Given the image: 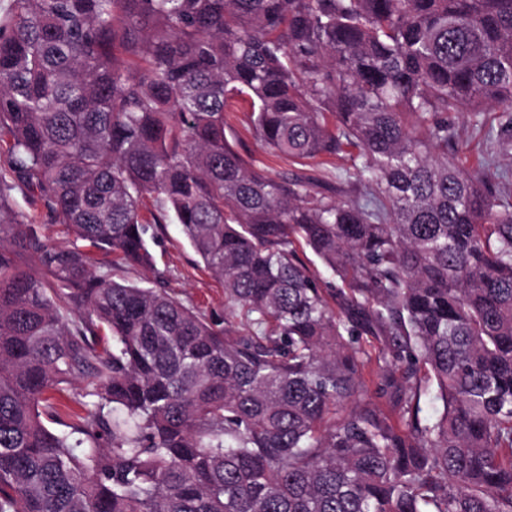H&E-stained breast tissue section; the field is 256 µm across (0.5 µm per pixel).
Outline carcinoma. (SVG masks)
<instances>
[{
  "instance_id": "cac0c4a2",
  "label": "carcinoma",
  "mask_w": 512,
  "mask_h": 512,
  "mask_svg": "<svg viewBox=\"0 0 512 512\" xmlns=\"http://www.w3.org/2000/svg\"><path fill=\"white\" fill-rule=\"evenodd\" d=\"M237 103L279 156L358 153L264 175ZM459 114L512 146V0L0 6V512H512V172L448 160ZM16 186L143 266L154 199L243 331L47 242ZM236 107L239 112H231V115L235 117L231 119L232 129H227L226 135L229 139L233 137L235 143L240 144L242 149L248 153L255 168L264 174L272 177L286 173L314 175L335 184L336 175L350 167V154L346 148L336 156L323 157L314 161L298 162L272 155L257 141L249 122V112H242L239 106L236 105ZM11 196L12 209L19 219H23L25 222H32L34 224H44L45 218L41 214L40 209L36 210L24 193L15 189L11 192ZM86 385V379H76L61 385L54 393V402L58 404L63 413H81L79 402L82 400L81 394Z\"/></svg>"
}]
</instances>
